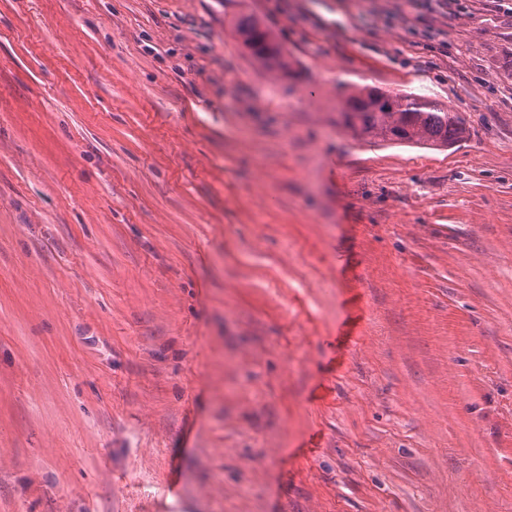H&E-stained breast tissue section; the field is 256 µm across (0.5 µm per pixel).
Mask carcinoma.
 <instances>
[{
  "label": "carcinoma",
  "mask_w": 512,
  "mask_h": 512,
  "mask_svg": "<svg viewBox=\"0 0 512 512\" xmlns=\"http://www.w3.org/2000/svg\"><path fill=\"white\" fill-rule=\"evenodd\" d=\"M236 31L260 68L276 78L290 75V63L267 27L244 16ZM337 123L370 144L419 148H446L464 132L461 118L437 102L366 86L342 97Z\"/></svg>",
  "instance_id": "cac0c4a2"
}]
</instances>
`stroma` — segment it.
Segmentation results:
<instances>
[{"mask_svg":"<svg viewBox=\"0 0 512 512\" xmlns=\"http://www.w3.org/2000/svg\"><path fill=\"white\" fill-rule=\"evenodd\" d=\"M0 512H512V9L0 0ZM236 31L260 68L275 78L290 76V63L267 27L251 16H244L237 23ZM338 117L340 126L370 144L448 148L464 132L461 118L438 102L366 86L342 97Z\"/></svg>","mask_w":512,"mask_h":512,"instance_id":"obj_1","label":"stroma"}]
</instances>
